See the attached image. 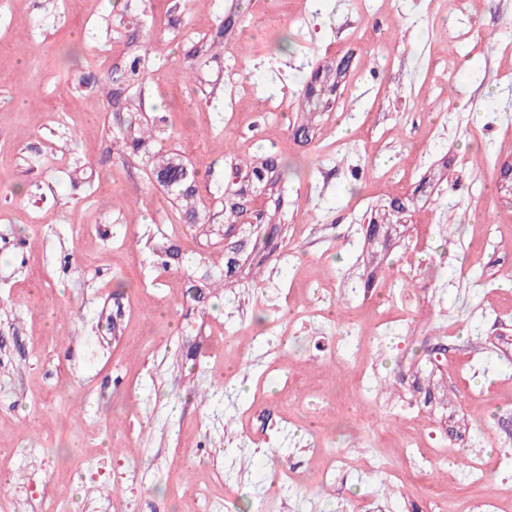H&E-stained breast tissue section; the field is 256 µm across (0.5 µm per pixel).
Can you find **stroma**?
<instances>
[{"instance_id": "obj_1", "label": "stroma", "mask_w": 512, "mask_h": 512, "mask_svg": "<svg viewBox=\"0 0 512 512\" xmlns=\"http://www.w3.org/2000/svg\"><path fill=\"white\" fill-rule=\"evenodd\" d=\"M510 117L512 0H0V512L512 504ZM160 165L162 168H165L168 165L177 167V169L181 171L183 178H190L187 169L182 164L178 165V162L174 158L163 159ZM181 173L176 170L168 171L166 173L156 172V178L159 182L166 185L169 191L176 195V198H181L186 201L185 214L188 218H192L197 214L196 207L191 203V201H194V198L196 197V192L187 189L186 181L183 180Z\"/></svg>"}]
</instances>
